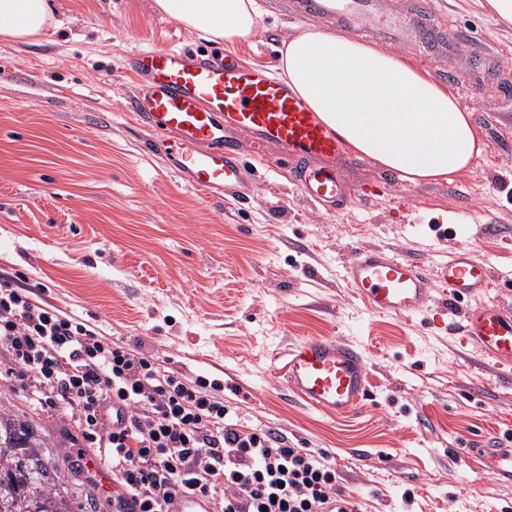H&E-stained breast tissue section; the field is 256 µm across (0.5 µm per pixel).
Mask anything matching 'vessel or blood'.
<instances>
[{"label":"vessel or blood","mask_w":512,"mask_h":512,"mask_svg":"<svg viewBox=\"0 0 512 512\" xmlns=\"http://www.w3.org/2000/svg\"><path fill=\"white\" fill-rule=\"evenodd\" d=\"M310 11L347 21L382 42L402 46H445V33L417 25L428 14L422 0L412 14L388 12L382 0H310ZM128 65L143 90L130 110L151 133L150 146L168 170L207 195L250 194L248 165L232 140L249 136L280 150L293 162L302 196L326 208L345 196L333 162L344 145L308 104L269 68L240 63L231 52L192 53L170 46L137 50ZM344 282L375 314L425 312L436 288L450 300L492 288L489 262L466 245L427 268L410 255L383 248H351L340 267ZM464 343L499 365H512V312L490 303L464 310ZM304 405L339 417L356 412L369 394L367 358L361 345L333 336H311L289 350L280 369ZM85 466L101 490L116 493L111 471L99 456L86 454Z\"/></svg>","instance_id":"1"}]
</instances>
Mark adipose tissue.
<instances>
[{"label": "adipose tissue", "instance_id": "adipose-tissue-1", "mask_svg": "<svg viewBox=\"0 0 512 512\" xmlns=\"http://www.w3.org/2000/svg\"><path fill=\"white\" fill-rule=\"evenodd\" d=\"M153 8L228 45L250 40L262 20L256 0H153ZM51 18L50 0H0V37L26 41ZM278 68L345 146L405 182L453 181L484 151L471 110L402 55L310 25L283 41Z\"/></svg>", "mask_w": 512, "mask_h": 512}]
</instances>
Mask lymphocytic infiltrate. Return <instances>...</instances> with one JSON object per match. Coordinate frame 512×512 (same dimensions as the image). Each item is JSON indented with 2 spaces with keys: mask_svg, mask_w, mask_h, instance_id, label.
Masks as SVG:
<instances>
[{
  "mask_svg": "<svg viewBox=\"0 0 512 512\" xmlns=\"http://www.w3.org/2000/svg\"><path fill=\"white\" fill-rule=\"evenodd\" d=\"M0 348L32 373L38 401L74 417L134 512H171L184 493L221 495V512H363L338 487L325 451L243 425L205 379L104 342L9 279L0 280Z\"/></svg>",
  "mask_w": 512,
  "mask_h": 512,
  "instance_id": "lymphocytic-infiltrate-1",
  "label": "lymphocytic infiltrate"
}]
</instances>
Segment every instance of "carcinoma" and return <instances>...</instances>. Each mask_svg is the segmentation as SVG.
Instances as JSON below:
<instances>
[{
    "mask_svg": "<svg viewBox=\"0 0 512 512\" xmlns=\"http://www.w3.org/2000/svg\"><path fill=\"white\" fill-rule=\"evenodd\" d=\"M41 445L32 425L0 414V512H72L70 500L48 487L53 477L28 465Z\"/></svg>",
    "mask_w": 512,
    "mask_h": 512,
    "instance_id": "obj_1",
    "label": "carcinoma"
}]
</instances>
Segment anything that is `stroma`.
<instances>
[{
    "label": "stroma",
    "mask_w": 512,
    "mask_h": 512,
    "mask_svg": "<svg viewBox=\"0 0 512 512\" xmlns=\"http://www.w3.org/2000/svg\"><path fill=\"white\" fill-rule=\"evenodd\" d=\"M257 2L258 36L233 47L249 66H277L283 40L326 24L299 0ZM432 7L459 44L404 54L472 109L485 153L453 182L413 185L347 152L346 197L326 213L301 199L290 167L267 171L274 150L246 137L237 142L256 187L245 199L205 196L149 151L129 111L139 85L128 55L218 41L152 0H54L40 35L0 38V277L218 384L242 424L328 451L339 487L365 512H512V374L459 334L468 307L512 309V24L479 0ZM458 69L475 80L449 82ZM459 242L489 260L497 286L456 303L443 329L428 313H371L337 276L352 246L431 264ZM309 336L365 351L370 392L349 417L308 409L283 384L278 362ZM0 366L12 368L9 357ZM12 370L0 412L33 424L80 512H114L74 464L83 440L73 420L35 402L31 373Z\"/></svg>",
    "instance_id": "35a3bbf8"
}]
</instances>
